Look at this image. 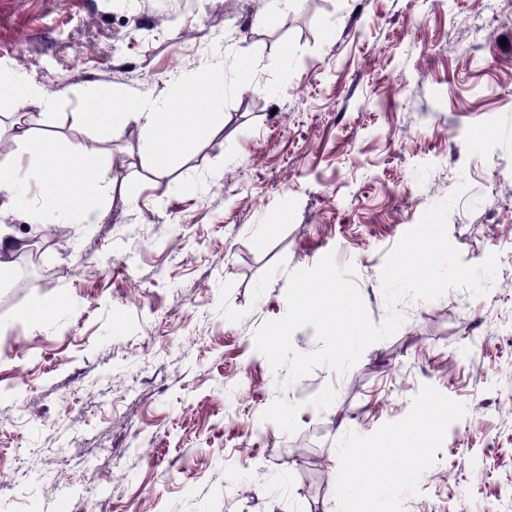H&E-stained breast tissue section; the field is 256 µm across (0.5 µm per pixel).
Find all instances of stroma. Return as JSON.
I'll return each mask as SVG.
<instances>
[{"label":"stroma","instance_id":"stroma-1","mask_svg":"<svg viewBox=\"0 0 512 512\" xmlns=\"http://www.w3.org/2000/svg\"><path fill=\"white\" fill-rule=\"evenodd\" d=\"M0 0V71L73 112L165 109L208 75L223 121L167 142L65 125L105 168L97 224L53 213L47 280L0 287V512H512V0ZM485 296L409 301L345 374L296 381L254 332L333 254L373 323L432 205Z\"/></svg>","mask_w":512,"mask_h":512}]
</instances>
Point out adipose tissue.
<instances>
[{
  "label": "adipose tissue",
  "instance_id": "obj_1",
  "mask_svg": "<svg viewBox=\"0 0 512 512\" xmlns=\"http://www.w3.org/2000/svg\"><path fill=\"white\" fill-rule=\"evenodd\" d=\"M217 97V90L205 76L185 84L177 101L167 112H158L149 107L137 109L125 97L109 92H92L81 100L76 118L103 135L112 134L129 122H139L143 129L149 131L151 138L138 144L137 153L150 156L153 164L162 168L167 165L169 157L158 149L155 135L187 128L193 129L199 136L210 134L216 125L217 115L210 112L209 107ZM189 98L199 102L200 111H183L182 102ZM0 101L13 102L12 128L22 143L23 151L43 163V199L49 209L66 212L76 224L96 223L97 213L86 205L87 198L99 191L104 177L95 151L86 144L78 143L69 152H58L55 129L45 128L41 132H34V116L25 110V104L29 101L41 108H50L52 96L33 89L21 90L14 77L6 76L0 78Z\"/></svg>",
  "mask_w": 512,
  "mask_h": 512
}]
</instances>
